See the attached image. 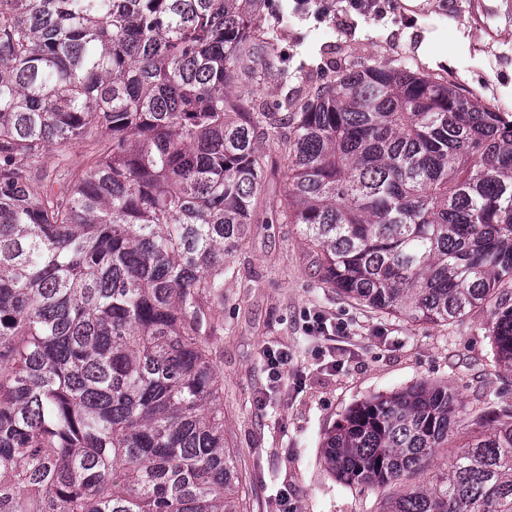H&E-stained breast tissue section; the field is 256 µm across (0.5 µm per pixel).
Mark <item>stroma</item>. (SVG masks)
Instances as JSON below:
<instances>
[{
	"mask_svg": "<svg viewBox=\"0 0 512 512\" xmlns=\"http://www.w3.org/2000/svg\"><path fill=\"white\" fill-rule=\"evenodd\" d=\"M323 14L295 0H271L269 14L288 16L281 48L287 79L268 77L251 96L275 104L309 95L345 70L381 62L453 82L498 111L512 114V0H391L378 18L348 11L345 0H322ZM276 130L257 142L266 181L255 201L245 247L228 258L224 301L209 338L224 378V434L242 477L245 512H279L289 497L298 512H382L403 485L349 486L329 469L323 443L347 411L369 398L418 383L447 387L464 411L448 446L405 485L446 471L475 432V411L492 402L512 408V372L497 365L486 312L443 324H415L355 304L321 287L315 258L294 224L283 223L287 183L274 149ZM346 326L336 339L338 368L324 366L322 337L308 335L309 314ZM288 352L279 385L264 354Z\"/></svg>",
	"mask_w": 512,
	"mask_h": 512,
	"instance_id": "stroma-1",
	"label": "stroma"
}]
</instances>
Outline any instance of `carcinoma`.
Returning a JSON list of instances; mask_svg holds the SVG:
<instances>
[{"instance_id":"1","label":"carcinoma","mask_w":512,"mask_h":512,"mask_svg":"<svg viewBox=\"0 0 512 512\" xmlns=\"http://www.w3.org/2000/svg\"><path fill=\"white\" fill-rule=\"evenodd\" d=\"M267 8L0 0V512H241L207 336L265 127L321 284L416 323L486 311L512 371V118L381 63L271 109L241 93L287 75ZM461 409L422 383L369 398L325 458L400 483ZM487 417L383 512H512V409Z\"/></svg>"}]
</instances>
